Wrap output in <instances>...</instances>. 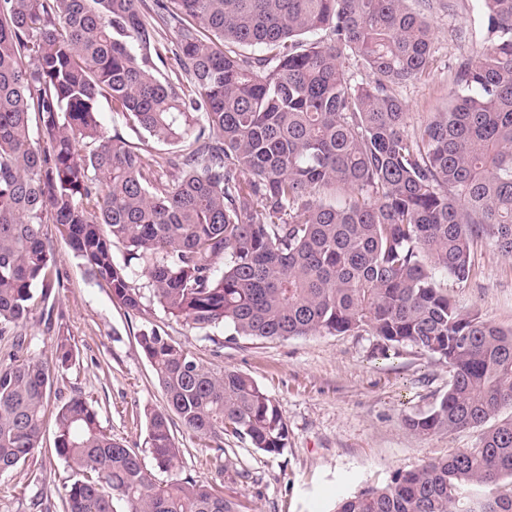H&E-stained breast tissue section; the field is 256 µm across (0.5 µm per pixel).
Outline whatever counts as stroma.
Returning <instances> with one entry per match:
<instances>
[{"label": "stroma", "instance_id": "obj_1", "mask_svg": "<svg viewBox=\"0 0 512 512\" xmlns=\"http://www.w3.org/2000/svg\"><path fill=\"white\" fill-rule=\"evenodd\" d=\"M411 6L430 19L434 31L430 73L395 89L410 127L417 129L447 107L459 64L483 47L488 33L479 0H455L450 10L440 0H411ZM43 233L62 272L61 286L52 318L33 312L22 333L30 354L40 359L51 358L60 336L69 338L77 354L72 368L56 372L50 402L78 394L92 401L101 426L133 448L156 481L168 475L158 470L147 445L144 411L163 408L165 398L137 340L151 324L213 366L250 377L274 400L288 427V446L275 457L225 437L219 477L201 441L171 418L181 473L221 478L225 497L241 502L242 512H333L340 499L384 487L397 473L471 447L477 438L474 429L419 435L406 426V416L429 411L448 389V367L437 358L411 347L378 358L377 339L367 333L263 341L219 332L207 340L165 314L152 297H145L141 314L128 313L105 283L86 273L55 225H44ZM448 292L458 306L512 328V257L478 245L470 279L449 285ZM71 479L55 453L54 418L46 416L34 459L0 477V512H31L36 498L42 512H63Z\"/></svg>", "mask_w": 512, "mask_h": 512}]
</instances>
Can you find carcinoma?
I'll return each mask as SVG.
<instances>
[{"mask_svg":"<svg viewBox=\"0 0 512 512\" xmlns=\"http://www.w3.org/2000/svg\"><path fill=\"white\" fill-rule=\"evenodd\" d=\"M480 2L488 44L459 66L448 109L410 131L394 87L429 73L433 30L408 0H153L178 30L170 51L144 0H0V336L54 307L49 223L134 315L145 288L206 338L367 332L383 356L415 347L450 379L407 426L478 429L477 441L336 512H512V329L441 285L469 280L479 242L512 256V0ZM346 51L368 82L351 83ZM103 99L159 144L152 158L102 126ZM139 343L166 403L146 412L148 443L171 479L156 482L75 395L54 419L74 474L64 512H114L115 499L128 512H238L180 475L170 414L220 473L226 434L283 452L278 407L154 326ZM75 360L59 336L49 362H0V475L36 454L53 374Z\"/></svg>","mask_w":512,"mask_h":512,"instance_id":"obj_1","label":"carcinoma"}]
</instances>
